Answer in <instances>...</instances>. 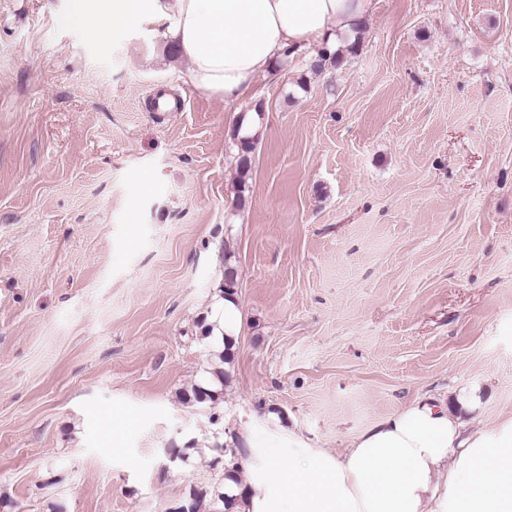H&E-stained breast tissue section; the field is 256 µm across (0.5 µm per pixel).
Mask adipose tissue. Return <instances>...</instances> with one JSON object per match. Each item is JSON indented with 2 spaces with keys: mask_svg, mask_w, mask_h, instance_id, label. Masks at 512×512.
I'll use <instances>...</instances> for the list:
<instances>
[{
  "mask_svg": "<svg viewBox=\"0 0 512 512\" xmlns=\"http://www.w3.org/2000/svg\"><path fill=\"white\" fill-rule=\"evenodd\" d=\"M142 0H77L72 20L122 25ZM371 0H153L152 19L199 88L231 104L289 51L350 28ZM225 479L230 512H512V437L488 446L440 400L419 398L360 432L342 454L281 425L249 431ZM456 459H449V451Z\"/></svg>",
  "mask_w": 512,
  "mask_h": 512,
  "instance_id": "ef3b65f1",
  "label": "adipose tissue"
}]
</instances>
